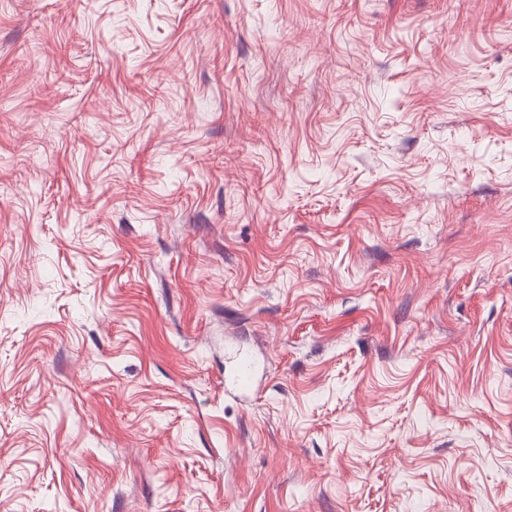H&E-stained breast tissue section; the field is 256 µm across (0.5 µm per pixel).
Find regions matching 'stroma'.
Returning <instances> with one entry per match:
<instances>
[{
    "instance_id": "stroma-1",
    "label": "stroma",
    "mask_w": 512,
    "mask_h": 512,
    "mask_svg": "<svg viewBox=\"0 0 512 512\" xmlns=\"http://www.w3.org/2000/svg\"><path fill=\"white\" fill-rule=\"evenodd\" d=\"M0 512H512V0H0ZM229 383L236 389L248 390L253 383V365L245 357H236L235 368Z\"/></svg>"
}]
</instances>
